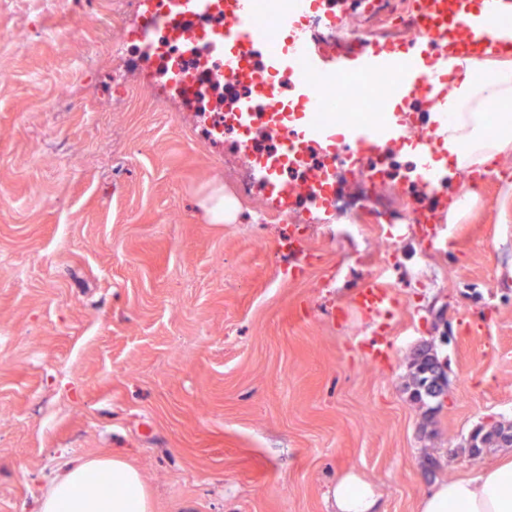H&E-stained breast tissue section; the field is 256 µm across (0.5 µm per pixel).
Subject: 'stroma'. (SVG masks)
Instances as JSON below:
<instances>
[{
  "label": "stroma",
  "instance_id": "35a3bbf8",
  "mask_svg": "<svg viewBox=\"0 0 512 512\" xmlns=\"http://www.w3.org/2000/svg\"><path fill=\"white\" fill-rule=\"evenodd\" d=\"M139 23L120 0L0 5V512H36L76 457L137 469L151 512H331L347 471L382 512H418L436 482L512 457L459 452L512 424V146L499 181L448 184L473 199L431 248L315 224L292 276L280 224L253 221L274 209L264 186L213 221L227 168L251 162L154 61L113 53ZM383 266L393 348L373 362L352 299ZM422 340L447 364L437 414L410 397ZM505 429L512 430V425L505 428L502 424H491L490 426L486 427L485 425H480L476 427V433L483 436L482 443H485V445L477 444L475 447H473L476 444V440L474 439L475 432L474 430L471 431V433L468 436V439L465 442L464 448H460L461 452L466 454L470 459H472L471 456V450L474 448L473 454L476 458L480 457L483 454L484 448H488V446H491L495 441L494 438L497 436L500 432H502ZM498 442L502 444H512V435L511 431H504L502 432L498 437Z\"/></svg>",
  "mask_w": 512,
  "mask_h": 512
}]
</instances>
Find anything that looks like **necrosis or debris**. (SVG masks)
Segmentation results:
<instances>
[{"instance_id":"4bbe7bcc","label":"necrosis or debris","mask_w":512,"mask_h":512,"mask_svg":"<svg viewBox=\"0 0 512 512\" xmlns=\"http://www.w3.org/2000/svg\"><path fill=\"white\" fill-rule=\"evenodd\" d=\"M142 19L127 43L146 49L163 67L171 94L196 111L195 117L207 137L217 141L233 138L255 160L250 175L233 182V197L248 201L256 183L268 176L279 180L283 198L277 210L280 223L292 226L281 236L286 257L301 254L303 224H337L343 235L359 233L368 217L388 224H417L423 208L390 206L379 191L383 177L396 175L403 186L425 195L442 193L446 180L438 174L421 178L411 159L395 161L390 152L372 157L362 189L342 192L340 175L352 159L351 152L331 155L321 142L309 141L288 151L293 138V114L288 109L287 83L272 65L271 43L252 39L240 51L245 79L231 80L224 74V51L214 45L212 20L224 16V0H131ZM336 0H253L245 24L266 29L268 22L290 21L303 34L326 35L348 46L359 34L336 24ZM279 88L282 99L270 106L267 91Z\"/></svg>"}]
</instances>
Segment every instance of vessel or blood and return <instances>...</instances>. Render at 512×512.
Here are the masks:
<instances>
[{
  "label": "vessel or blood",
  "instance_id": "1",
  "mask_svg": "<svg viewBox=\"0 0 512 512\" xmlns=\"http://www.w3.org/2000/svg\"><path fill=\"white\" fill-rule=\"evenodd\" d=\"M412 7L423 20L419 39L377 41L362 49L327 54L312 39L301 37L307 61V71L297 86L301 99L316 101L323 80L357 75L381 83L387 98L401 100L413 95L419 97L425 111L435 112L448 96V72L468 60L512 53V24L501 21L503 15L512 14V0H412ZM404 135L399 120L377 119L352 124L345 133L305 123L296 129L293 139L298 144L310 138L339 145L355 141L378 154ZM436 139V126L428 125L415 141L419 174H428L432 167L431 146ZM394 305L393 289L382 275L370 278L355 295L354 308L376 336L373 356L390 349L386 335Z\"/></svg>",
  "mask_w": 512,
  "mask_h": 512
}]
</instances>
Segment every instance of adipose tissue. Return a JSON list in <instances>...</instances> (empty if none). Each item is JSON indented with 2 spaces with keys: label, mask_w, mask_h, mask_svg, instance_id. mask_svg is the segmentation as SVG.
Listing matches in <instances>:
<instances>
[{
  "label": "adipose tissue",
  "mask_w": 512,
  "mask_h": 512,
  "mask_svg": "<svg viewBox=\"0 0 512 512\" xmlns=\"http://www.w3.org/2000/svg\"><path fill=\"white\" fill-rule=\"evenodd\" d=\"M452 90L429 122L439 126L447 160L434 169L465 170L493 159L512 145V71L470 60L451 78ZM334 512H379L373 482L355 472L341 474L330 490ZM40 512H149L138 472L114 458L79 457L55 478ZM419 512H512V458L434 486Z\"/></svg>",
  "instance_id": "obj_1"
}]
</instances>
